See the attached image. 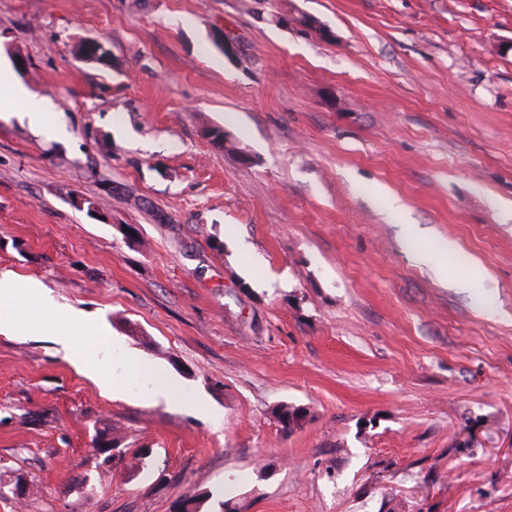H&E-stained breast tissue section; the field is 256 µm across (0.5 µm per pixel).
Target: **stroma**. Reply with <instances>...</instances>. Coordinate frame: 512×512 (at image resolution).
Returning <instances> with one entry per match:
<instances>
[{"instance_id": "35a3bbf8", "label": "stroma", "mask_w": 512, "mask_h": 512, "mask_svg": "<svg viewBox=\"0 0 512 512\" xmlns=\"http://www.w3.org/2000/svg\"><path fill=\"white\" fill-rule=\"evenodd\" d=\"M0 72V512H512V0H0ZM17 103L24 107L23 113L31 127L36 129L43 127L45 113L49 108L46 99L30 94L21 85L12 81L3 97L0 89V112L12 110ZM42 285L35 279L3 277L0 279V331H12L19 322L33 321L36 308L48 300ZM55 342L61 346V349L74 366L78 367L87 376L98 381L104 389L113 392L117 384L114 383L113 378L111 381L103 373L101 368L102 360L88 351L86 345H82L69 332L58 334L55 337Z\"/></svg>"}]
</instances>
